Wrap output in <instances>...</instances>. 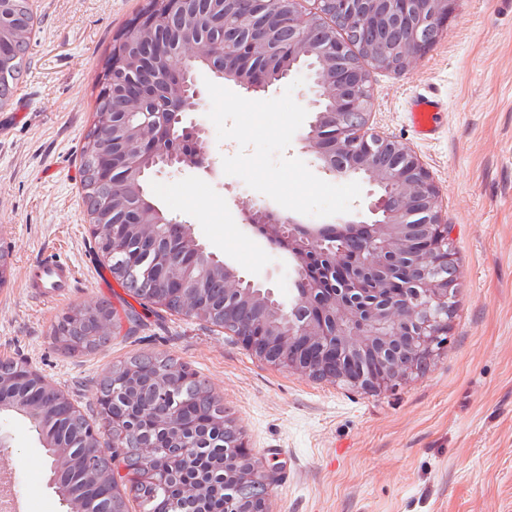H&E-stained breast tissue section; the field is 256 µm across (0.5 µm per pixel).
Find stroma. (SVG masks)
<instances>
[{
  "label": "stroma",
  "mask_w": 512,
  "mask_h": 512,
  "mask_svg": "<svg viewBox=\"0 0 512 512\" xmlns=\"http://www.w3.org/2000/svg\"><path fill=\"white\" fill-rule=\"evenodd\" d=\"M26 73L0 108V358L24 361L99 423L98 378L133 354L166 352L223 398L248 448L275 468L269 512H512V0H453L441 37L404 73L372 74L374 130L409 146L439 193L458 269L447 341L423 371L380 392L270 365L222 328L142 303L111 276L94 243L80 187L104 59L148 0H29ZM212 171L150 172L147 194L169 219L284 306L292 259L247 228L254 203L305 224L366 219L374 187L326 173L301 141L302 81L246 93L204 69ZM443 104L433 137L410 103ZM52 255L75 268L68 296L24 284ZM110 302L106 346L71 353L54 329L79 308ZM10 498L21 512H63L45 452L27 420L0 422Z\"/></svg>",
  "instance_id": "1"
}]
</instances>
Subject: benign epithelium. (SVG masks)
<instances>
[{
    "instance_id": "benign-epithelium-1",
    "label": "benign epithelium",
    "mask_w": 512,
    "mask_h": 512,
    "mask_svg": "<svg viewBox=\"0 0 512 512\" xmlns=\"http://www.w3.org/2000/svg\"><path fill=\"white\" fill-rule=\"evenodd\" d=\"M301 0H224L225 49L203 56L211 69L248 91L270 85L267 70L252 62L267 59L283 77L296 74V65L315 57L321 67L313 81V119L304 137L323 168L337 176L363 174L379 191L369 210L374 219L355 236L350 222L343 225H304L276 218L263 205L245 213L252 229L278 243L294 260L297 290L290 310L269 289L224 266V295L255 305L254 322L235 323V311L224 309V329L234 332L261 360L311 376L323 370L365 391H382L419 371L436 352L448 331L449 299L457 280L448 275L455 257L448 225L441 223L438 192L427 168L404 143L370 130L371 85L374 69L407 71L433 42L448 18L451 0H315V11L305 12ZM170 8L189 19L199 15L196 0H169ZM333 18L355 32L370 33L373 41L356 51L346 39L323 29ZM154 15L131 26L127 50L114 60L112 84H123L127 73L146 70L152 59L139 51L138 38L157 27ZM406 31V41H390L391 27ZM188 69L180 64L164 90L166 104L155 103L152 87L144 85L133 113L138 124L105 120L112 155L120 154L127 174L140 176L146 161L159 170L206 168L209 155L204 130L182 128L174 137V122L187 112L205 109L198 87L188 92ZM185 256L171 280L179 288H201V277L191 275L205 248L188 226ZM93 235L122 251L123 230L112 221L94 224ZM409 256L415 258L409 283L391 294L389 270ZM316 258L334 277L323 286L306 275ZM231 460L248 459L232 473V483L263 488L269 499L276 482L243 443L225 448Z\"/></svg>"
}]
</instances>
